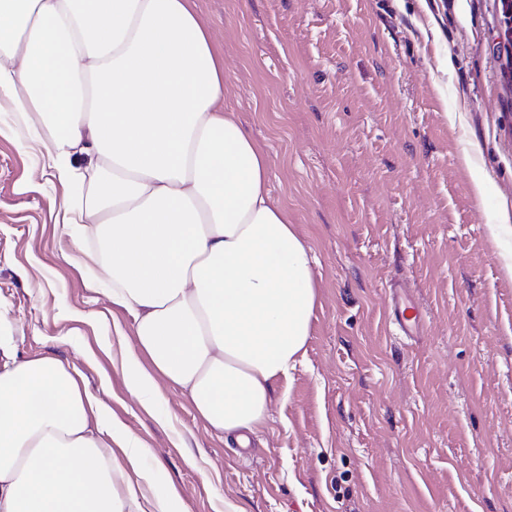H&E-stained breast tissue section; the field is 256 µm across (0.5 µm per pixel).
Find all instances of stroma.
<instances>
[{
	"mask_svg": "<svg viewBox=\"0 0 512 512\" xmlns=\"http://www.w3.org/2000/svg\"><path fill=\"white\" fill-rule=\"evenodd\" d=\"M226 106L316 262L304 357L247 447L179 388L148 413L122 361L132 317L93 282L71 194L0 108V315L22 358L53 355L151 455L188 512H512V278L486 234L512 212V84L497 0H196ZM451 56L453 66L440 65ZM461 111V124L445 109ZM476 148L484 200L460 165ZM400 282L423 336L391 332Z\"/></svg>",
	"mask_w": 512,
	"mask_h": 512,
	"instance_id": "obj_1",
	"label": "stroma"
}]
</instances>
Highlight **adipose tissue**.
Returning a JSON list of instances; mask_svg holds the SVG:
<instances>
[{"label": "adipose tissue", "instance_id": "ef3b65f1", "mask_svg": "<svg viewBox=\"0 0 512 512\" xmlns=\"http://www.w3.org/2000/svg\"><path fill=\"white\" fill-rule=\"evenodd\" d=\"M0 101L73 189L65 222L133 319L130 390L151 410L158 381L180 387L247 445L306 353L318 284L194 0H0ZM148 453L78 370L0 333V512H184L171 487L141 498Z\"/></svg>", "mask_w": 512, "mask_h": 512}]
</instances>
